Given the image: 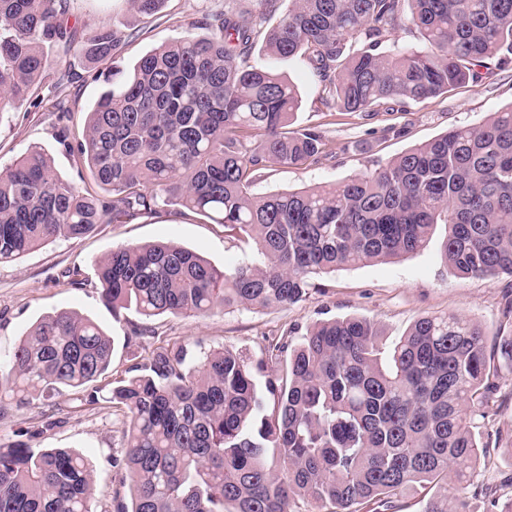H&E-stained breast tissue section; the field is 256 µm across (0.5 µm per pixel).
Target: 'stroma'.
Masks as SVG:
<instances>
[{"label":"stroma","mask_w":512,"mask_h":512,"mask_svg":"<svg viewBox=\"0 0 512 512\" xmlns=\"http://www.w3.org/2000/svg\"><path fill=\"white\" fill-rule=\"evenodd\" d=\"M232 0H165L153 16L130 10L126 0H74L69 23L80 35L98 25L120 29L124 40L112 59L89 64L75 50L56 47L50 53L49 76L37 89L42 102L23 103L0 120V168L8 167L27 148L41 147L55 170L80 188L94 189L86 165L71 149L83 138L86 115L101 90L99 74L130 70L145 53L180 38L208 14L223 12ZM263 64L283 74L299 92L294 129L320 128L334 156L316 164L274 166L262 170L254 183L258 194L294 191L325 182H339L373 171L415 145L429 142L449 129L475 127L493 113L512 105V62L479 82L460 85L447 94L392 111L346 112L327 108L306 58L273 59ZM68 70L70 84L57 86L59 70ZM67 141H60V133ZM445 225H437L419 252L385 263L343 267L323 276L321 286L295 305L247 309L241 306L204 317L163 315L151 322L132 311L113 316L99 299L94 263L121 244L170 242L188 248L218 267L250 257L251 244L225 237L221 226L178 206L129 224H99L87 235L58 239L21 259L0 264V359H7L30 327L48 313L67 309L99 324L113 339L108 372L80 390L57 396L56 406L37 399L27 407L6 405L0 413V444L21 440L34 448H67L82 454L93 475L94 512H113V497L125 449L122 413L110 400V390L128 378L133 367L146 363L151 352L174 343L192 350L229 348L257 363L278 337L301 336L314 323L345 316L373 320L382 350L403 336L423 316L455 313L486 334L512 328L505 312L512 306V276L488 280L454 275L443 256ZM80 269L84 282L69 284L66 270ZM149 326L143 343L129 340L133 327ZM95 402H88L89 392ZM482 441L498 442L496 467L480 478L499 485L500 499L512 497V400L497 399L490 415L479 424Z\"/></svg>","instance_id":"obj_1"}]
</instances>
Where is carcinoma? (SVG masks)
Segmentation results:
<instances>
[{
  "instance_id": "cac0c4a2",
  "label": "carcinoma",
  "mask_w": 512,
  "mask_h": 512,
  "mask_svg": "<svg viewBox=\"0 0 512 512\" xmlns=\"http://www.w3.org/2000/svg\"><path fill=\"white\" fill-rule=\"evenodd\" d=\"M71 0H0V114L29 100L45 78V49L75 47L112 58L108 26L77 40ZM165 0H128L152 16ZM206 17L209 37H184L114 72L89 112L76 150L100 191L61 178L34 146L0 170V264L98 224H130L160 203L196 211L253 257L219 268L172 243L122 244L98 266L112 313L207 316L226 306L288 307L338 268L413 254L434 227L454 274L512 275V106L459 127L373 171L300 191L258 195L256 172L333 156L323 132L288 129L296 87L251 63L256 46L307 58L322 92L348 112L420 102L490 75L512 54V0H259ZM416 29L423 47L394 39ZM363 317L316 323L282 336L253 365L227 348L198 357L188 346L156 351L112 389L122 406L125 468L115 512H389L404 491L473 482L491 447L478 443L512 373V333L489 337L457 315L417 319L386 361ZM112 363V341L70 310L45 315L0 362V397L26 405L79 389ZM85 458L18 441L0 446V512H94ZM424 512H466L444 486Z\"/></svg>"
}]
</instances>
